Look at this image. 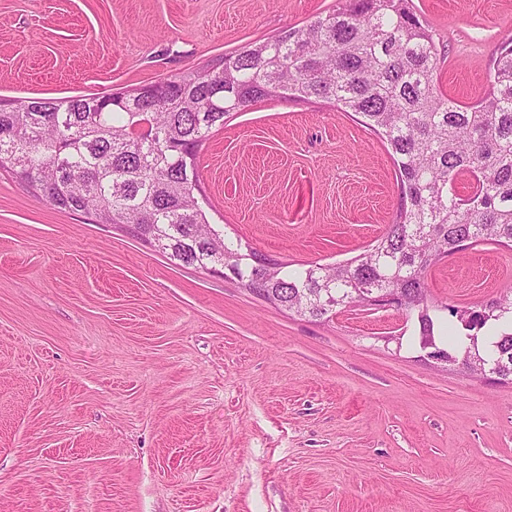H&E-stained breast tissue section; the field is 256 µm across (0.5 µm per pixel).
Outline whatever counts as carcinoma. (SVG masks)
<instances>
[{
  "instance_id": "carcinoma-1",
  "label": "carcinoma",
  "mask_w": 512,
  "mask_h": 512,
  "mask_svg": "<svg viewBox=\"0 0 512 512\" xmlns=\"http://www.w3.org/2000/svg\"><path fill=\"white\" fill-rule=\"evenodd\" d=\"M343 2L303 27L156 82L155 100L135 88L0 106V169L54 207L128 224L171 261L219 266L224 278L313 319L390 296L418 327L421 349L464 370L477 357L512 382V294L477 309L443 306L467 330L445 349L427 283L434 265L461 250L512 247V38L492 62L489 91L462 104L437 83L439 51L412 0ZM288 97L362 117L397 164L393 223L346 262L288 270L227 238L193 202L209 136L259 99ZM148 115L153 132L144 137L137 130Z\"/></svg>"
}]
</instances>
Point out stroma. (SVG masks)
<instances>
[{
  "label": "stroma",
  "instance_id": "stroma-1",
  "mask_svg": "<svg viewBox=\"0 0 512 512\" xmlns=\"http://www.w3.org/2000/svg\"><path fill=\"white\" fill-rule=\"evenodd\" d=\"M465 103L512 0H412ZM337 0H0V97L105 95L206 65ZM213 223L289 269L355 257L399 196L391 151L322 100L263 99L201 152ZM437 304L512 290L485 242ZM0 512H512V384L436 369L393 308L314 321L170 261L0 170Z\"/></svg>",
  "mask_w": 512,
  "mask_h": 512
}]
</instances>
